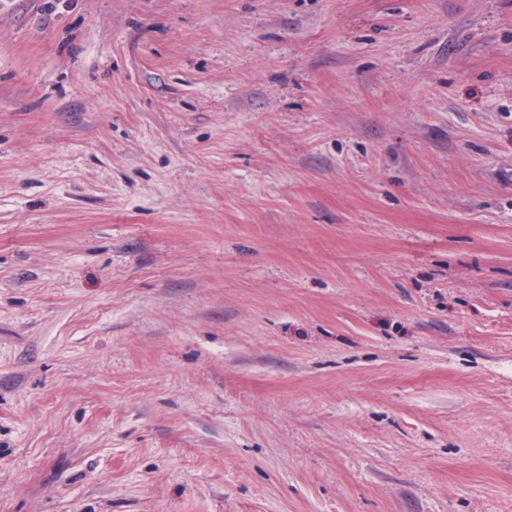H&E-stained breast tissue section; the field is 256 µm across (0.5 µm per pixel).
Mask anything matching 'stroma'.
<instances>
[{
  "label": "stroma",
  "instance_id": "35a3bbf8",
  "mask_svg": "<svg viewBox=\"0 0 512 512\" xmlns=\"http://www.w3.org/2000/svg\"><path fill=\"white\" fill-rule=\"evenodd\" d=\"M0 512H512V0H0Z\"/></svg>",
  "mask_w": 512,
  "mask_h": 512
}]
</instances>
